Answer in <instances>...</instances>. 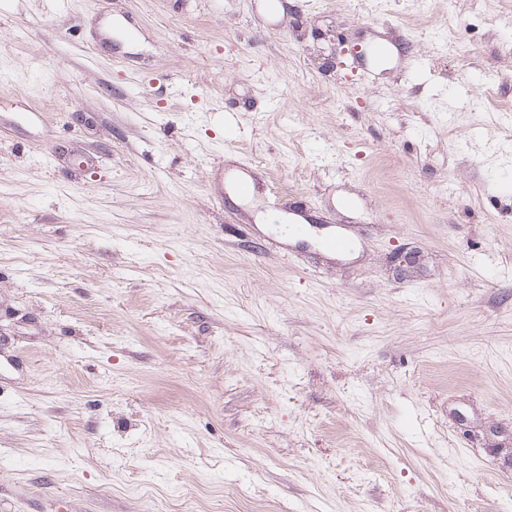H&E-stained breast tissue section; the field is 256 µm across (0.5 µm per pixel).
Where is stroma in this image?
Instances as JSON below:
<instances>
[{
    "mask_svg": "<svg viewBox=\"0 0 512 512\" xmlns=\"http://www.w3.org/2000/svg\"><path fill=\"white\" fill-rule=\"evenodd\" d=\"M506 102L498 0H0V512H512Z\"/></svg>",
    "mask_w": 512,
    "mask_h": 512,
    "instance_id": "obj_1",
    "label": "stroma"
}]
</instances>
